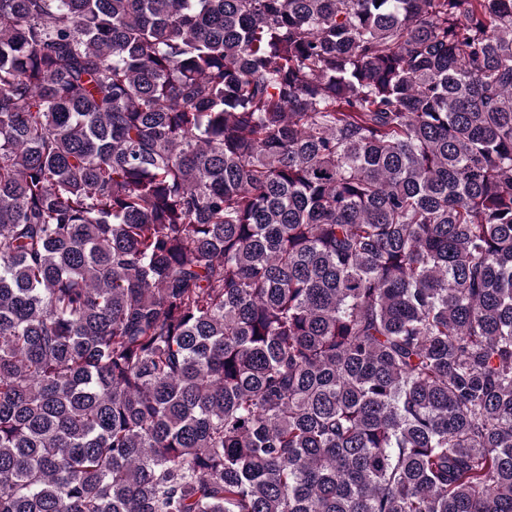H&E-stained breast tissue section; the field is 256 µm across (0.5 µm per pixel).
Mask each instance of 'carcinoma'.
Wrapping results in <instances>:
<instances>
[{"mask_svg": "<svg viewBox=\"0 0 512 512\" xmlns=\"http://www.w3.org/2000/svg\"><path fill=\"white\" fill-rule=\"evenodd\" d=\"M0 512H512V0H0Z\"/></svg>", "mask_w": 512, "mask_h": 512, "instance_id": "carcinoma-1", "label": "carcinoma"}]
</instances>
